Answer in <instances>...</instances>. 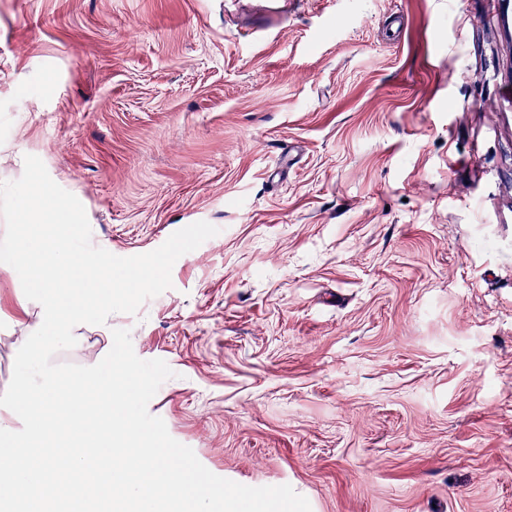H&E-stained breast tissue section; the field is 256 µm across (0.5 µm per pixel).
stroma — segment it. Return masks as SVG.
<instances>
[{
  "label": "stroma",
  "instance_id": "obj_1",
  "mask_svg": "<svg viewBox=\"0 0 512 512\" xmlns=\"http://www.w3.org/2000/svg\"><path fill=\"white\" fill-rule=\"evenodd\" d=\"M265 3L0 0V181L120 257L218 229L53 360L129 330L170 435L311 512H512V0ZM42 313L0 263V393Z\"/></svg>",
  "mask_w": 512,
  "mask_h": 512
}]
</instances>
